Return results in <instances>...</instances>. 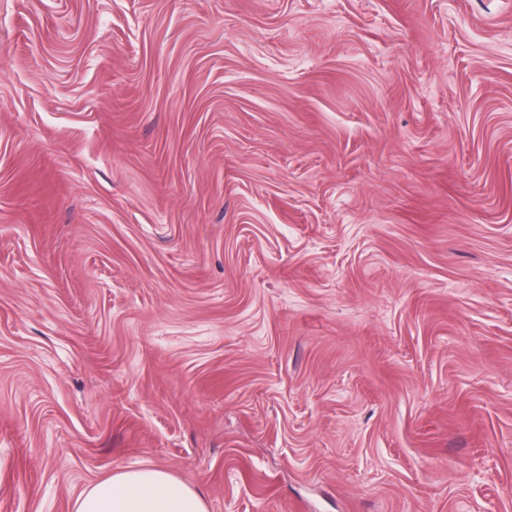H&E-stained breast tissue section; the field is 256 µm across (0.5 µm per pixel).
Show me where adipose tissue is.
<instances>
[{"label": "adipose tissue", "mask_w": 512, "mask_h": 512, "mask_svg": "<svg viewBox=\"0 0 512 512\" xmlns=\"http://www.w3.org/2000/svg\"><path fill=\"white\" fill-rule=\"evenodd\" d=\"M74 512H207L201 492L162 467L123 468L84 489Z\"/></svg>", "instance_id": "adipose-tissue-1"}]
</instances>
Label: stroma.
Returning <instances> with one entry per match:
<instances>
[{
  "instance_id": "obj_1",
  "label": "stroma",
  "mask_w": 512,
  "mask_h": 512,
  "mask_svg": "<svg viewBox=\"0 0 512 512\" xmlns=\"http://www.w3.org/2000/svg\"><path fill=\"white\" fill-rule=\"evenodd\" d=\"M512 512V0H0V512ZM74 512H207L201 492L162 467L123 468L84 489Z\"/></svg>"
}]
</instances>
